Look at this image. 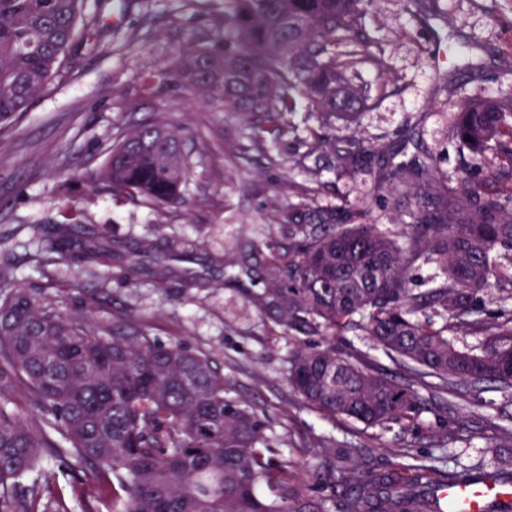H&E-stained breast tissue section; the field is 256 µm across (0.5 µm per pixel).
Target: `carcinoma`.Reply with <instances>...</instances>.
Wrapping results in <instances>:
<instances>
[{
    "label": "carcinoma",
    "instance_id": "1",
    "mask_svg": "<svg viewBox=\"0 0 512 512\" xmlns=\"http://www.w3.org/2000/svg\"><path fill=\"white\" fill-rule=\"evenodd\" d=\"M87 2L0 0L1 132L17 126L83 37L99 35ZM372 3L224 0V52L193 48L165 78L258 116L248 139L260 152L283 135L302 97L326 119L311 130L312 150L334 154L342 171L367 167L381 182L415 189L417 207L398 233L328 204L288 212L299 239L285 252L268 246V265L285 277L268 289L282 327L363 330L399 368L327 339L291 354L289 386L329 416L387 428L415 424L423 409L416 385L445 405L459 385L479 392L497 383L512 396V95L464 102L451 119L452 136L473 155L495 152V191L467 168L459 187L438 185L421 151L398 160L418 145L415 124L397 147L336 135L330 121L351 120L377 98L355 83L358 68L385 66L363 34ZM405 8L417 18L439 12L438 0H405ZM188 139L182 124H136L112 140L95 180L115 196L177 205ZM73 229L55 226L41 248L46 261L72 255ZM110 255L112 245L95 237L78 253L85 261ZM427 263L447 280L411 287ZM11 277L0 267V512H73L42 468L46 454L91 465L112 512H329L330 502L339 512H430L429 495L441 486L512 481V459L488 472L408 453V462L379 469L358 448L322 444L328 480L300 487L267 446L263 421L228 396L229 379L207 354L136 328L120 336L110 318L65 315L41 286H5ZM428 311L447 328L420 319ZM448 328L484 336V348L459 349ZM491 427L512 446V405Z\"/></svg>",
    "mask_w": 512,
    "mask_h": 512
}]
</instances>
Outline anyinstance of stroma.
Segmentation results:
<instances>
[{"mask_svg":"<svg viewBox=\"0 0 512 512\" xmlns=\"http://www.w3.org/2000/svg\"><path fill=\"white\" fill-rule=\"evenodd\" d=\"M96 2L107 25L101 39L74 50L65 78L0 135V264L14 265V284L50 281L49 296L71 314L100 292L95 315L112 318L118 331L135 326L161 343L206 352L229 377L232 397L265 420L270 447L287 459L299 485L326 472L315 454L322 443L362 449L380 467L398 463L400 448L490 467L497 450L486 422L504 400L496 385L477 394L459 387L447 409L423 410L410 430L325 415L287 382L290 353L312 344V336L284 329L274 308L253 300L269 281L267 244L288 240L290 205L348 204L364 210L368 223L389 224L414 209L409 190L377 185L366 172L336 177L331 154L309 150L308 131L317 122L307 107L288 116L287 131L263 155L249 148L247 120L165 81L190 48L223 51L222 0ZM442 2L441 17L422 22L402 0H378L366 32L381 44L387 66L381 73L365 69L363 79L385 91L355 126L365 143H392L410 116L421 115L436 180L455 185L458 171L470 166L493 190L491 167L452 140L448 126L462 101L512 94V0ZM162 118L191 131L182 205L117 198L92 184L89 175L113 138ZM71 206L85 231L111 241L112 257L41 275L32 227L63 222ZM145 240L156 243L159 261L130 274ZM163 266L178 276L160 280Z\"/></svg>","mask_w":512,"mask_h":512,"instance_id":"1","label":"stroma"}]
</instances>
